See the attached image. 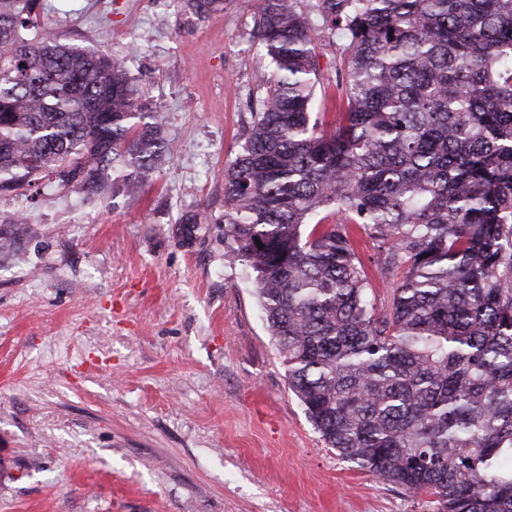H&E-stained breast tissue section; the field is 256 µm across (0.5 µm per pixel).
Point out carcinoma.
<instances>
[{
  "instance_id": "obj_1",
  "label": "carcinoma",
  "mask_w": 512,
  "mask_h": 512,
  "mask_svg": "<svg viewBox=\"0 0 512 512\" xmlns=\"http://www.w3.org/2000/svg\"><path fill=\"white\" fill-rule=\"evenodd\" d=\"M43 11L0 0V195L140 192L173 140L117 59ZM253 35L272 69L224 170V243L290 390L338 456L438 512H512V0H261ZM10 224L1 255L27 217ZM359 233L397 278L383 313ZM341 42L342 40L338 35L331 37L328 34H325V37L317 41L316 50L319 55L324 84L328 82L334 84L336 81V61L338 66H340L338 61L340 60L339 47Z\"/></svg>"
}]
</instances>
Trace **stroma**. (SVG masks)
<instances>
[{"label":"stroma","mask_w":512,"mask_h":512,"mask_svg":"<svg viewBox=\"0 0 512 512\" xmlns=\"http://www.w3.org/2000/svg\"><path fill=\"white\" fill-rule=\"evenodd\" d=\"M259 0H71L41 21L121 60L177 145L141 193L0 197V512H436L328 448L225 256L224 168L268 70ZM356 247L377 309L392 279Z\"/></svg>","instance_id":"35a3bbf8"}]
</instances>
